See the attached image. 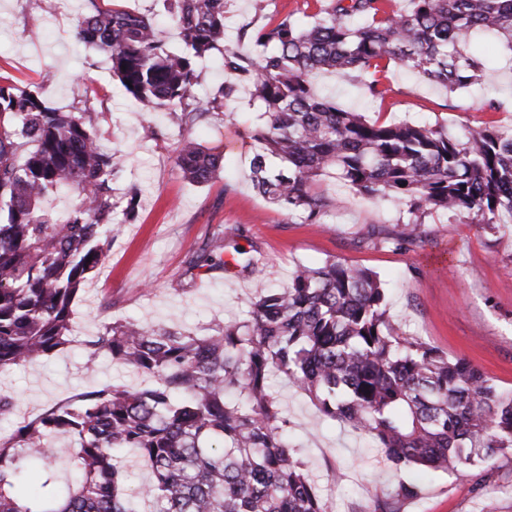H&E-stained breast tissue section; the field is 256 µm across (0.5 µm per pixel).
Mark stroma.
Masks as SVG:
<instances>
[{"mask_svg":"<svg viewBox=\"0 0 512 512\" xmlns=\"http://www.w3.org/2000/svg\"><path fill=\"white\" fill-rule=\"evenodd\" d=\"M84 0H0V76L31 90L42 89L56 107L88 110L91 132L120 156L113 181L117 197L137 191L134 221L107 248L98 275L74 305V332L63 349L0 372V392L15 407L0 416V437L18 423L78 394L112 384L138 387L145 379L106 355L90 361L88 336L104 325L140 323L208 335L216 324L245 318L248 301L287 284L300 267L332 259L376 273L386 288L388 315L410 337L449 358L478 366L500 390L512 391V227L489 230L461 214L439 211L422 217L416 243L395 247L406 208L390 199H367L334 178L320 188L336 207L323 224H307L254 190L247 176L248 130L258 118L239 85L223 116L204 119L195 137L220 153L224 166L209 183L183 179L174 164L178 139L163 110L144 111L113 76L105 56L76 42L75 20ZM318 5L305 0H229L226 33L263 26L269 17L294 15L310 23ZM41 38H31V30ZM487 68L482 84L451 93L390 64L385 100L369 97L367 77L332 73L314 83L345 109L368 120L426 122L450 134L491 124L512 131V60L500 41L475 46ZM499 111H485L488 88ZM159 129L155 139L145 126ZM223 231L225 268H195L214 231ZM297 458L302 460L330 512H374L377 499L411 472L376 457L370 438L349 424L323 416L288 380L275 382ZM398 512H512V453L485 468L438 472L420 480L418 498Z\"/></svg>","mask_w":512,"mask_h":512,"instance_id":"35a3bbf8","label":"stroma"}]
</instances>
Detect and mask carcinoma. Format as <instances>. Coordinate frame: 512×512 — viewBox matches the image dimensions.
I'll return each mask as SVG.
<instances>
[{
	"mask_svg": "<svg viewBox=\"0 0 512 512\" xmlns=\"http://www.w3.org/2000/svg\"><path fill=\"white\" fill-rule=\"evenodd\" d=\"M76 38L106 55L112 74L148 110L164 109L178 131L174 163L192 183L210 182L223 156L193 126L224 113L249 84L261 122L249 131V178L263 196L311 224L336 205L317 190L330 175L369 197L409 205L393 240L414 243L418 213L458 211L491 230L512 223V132L493 125L451 136L439 123L369 121L321 94L319 72L370 75L402 63L449 91L478 83L484 61L470 53L480 34L512 52V0H329L307 25L293 15L224 44L226 0H163L182 47L171 49L155 20L85 0ZM258 51H243V43ZM218 57L235 77L198 100L199 62ZM90 112H65L39 92L0 84V372L68 343L73 303L120 231L112 179L120 168L87 129ZM79 202L63 218L44 207L70 187ZM224 236L203 262L224 267ZM91 356L146 376L141 388L85 391L0 438V512H327L285 433L288 419L268 390L282 374L319 411L367 434L397 470L462 471L512 450V392L504 394L466 359L450 360L409 337L385 308L377 276L343 260L302 267L288 284L249 302L248 318L207 336L113 324L87 341ZM67 437L55 447L54 440ZM135 450L152 480L124 489ZM76 459L63 492L49 459ZM419 494L398 482L378 512Z\"/></svg>",
	"mask_w": 512,
	"mask_h": 512,
	"instance_id": "carcinoma-1",
	"label": "carcinoma"
}]
</instances>
